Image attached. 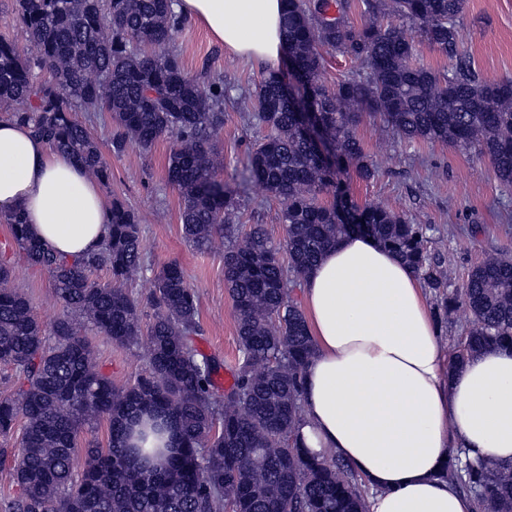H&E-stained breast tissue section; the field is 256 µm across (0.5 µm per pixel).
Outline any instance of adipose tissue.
<instances>
[{
	"label": "adipose tissue",
	"instance_id": "obj_1",
	"mask_svg": "<svg viewBox=\"0 0 512 512\" xmlns=\"http://www.w3.org/2000/svg\"><path fill=\"white\" fill-rule=\"evenodd\" d=\"M283 0H177L231 55L276 68ZM21 214L52 252L98 248L112 219L100 183L27 125L0 119V215ZM314 354L302 377L301 446L340 459L367 489L366 512H474L444 479L458 452L512 463V349L457 363L442 348L425 287L373 237L353 233L306 274Z\"/></svg>",
	"mask_w": 512,
	"mask_h": 512
}]
</instances>
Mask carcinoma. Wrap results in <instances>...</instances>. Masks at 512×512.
Returning a JSON list of instances; mask_svg holds the SVG:
<instances>
[{"mask_svg":"<svg viewBox=\"0 0 512 512\" xmlns=\"http://www.w3.org/2000/svg\"><path fill=\"white\" fill-rule=\"evenodd\" d=\"M32 56L0 40V111L27 123L91 175L107 163L75 112H110L120 131L112 152L136 143L147 150L171 137L167 181L183 199L185 240L206 250L220 237L224 282L237 319L239 360L224 402L213 400L216 364L194 345L198 300L182 266L164 264L150 292L129 283L141 272V217L112 202V222L100 247L79 259L50 252L16 215L0 216L28 263L47 270L63 314L45 334L27 297L12 285L0 256V365L17 377L0 398V436L18 420L14 458L19 493L0 512H364L365 490L344 462L307 455L297 446L300 388L314 352L304 312L291 297L324 252L354 232L400 256L441 300L444 312L465 308L471 325L452 357L461 362L491 346H512V257L492 255L454 291L427 249V224H411L376 205L348 198L340 175L352 168L375 175L356 135L365 117L380 118L409 141L473 149L497 179L512 185V78L481 80L458 50L465 0H363L364 24L348 22L349 0H286L282 35L319 136L332 147L321 158L305 134L303 116L269 72L242 109L266 134L248 153L244 183L255 182L281 204L286 229L282 260L263 225L239 235L227 217L236 191L216 178L217 137L224 124V81L188 77L169 45L183 19L174 0H17ZM453 62L444 73L415 60L414 34ZM359 61L355 74L330 90L320 75L322 50ZM51 80L39 83L35 69ZM330 194L332 201L321 196ZM107 270L102 282L93 275ZM152 310L142 323L141 308ZM87 324L121 346L142 342L147 369L122 389L99 371ZM177 430L162 463L129 445L143 417ZM106 421L111 438L80 443L83 430ZM83 456L80 473L74 461ZM443 477L473 498L476 512H512V464L455 457Z\"/></svg>","mask_w":512,"mask_h":512,"instance_id":"cac0c4a2","label":"carcinoma"}]
</instances>
